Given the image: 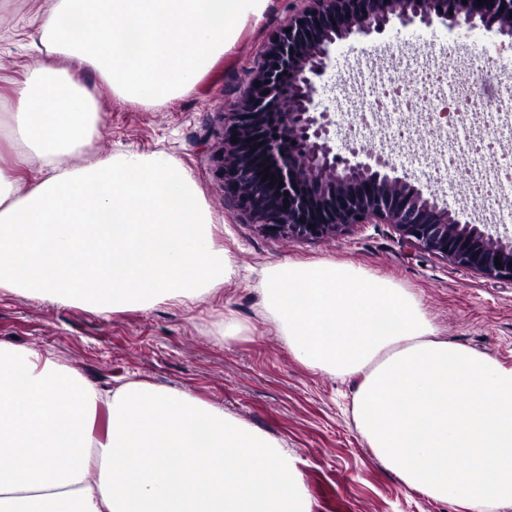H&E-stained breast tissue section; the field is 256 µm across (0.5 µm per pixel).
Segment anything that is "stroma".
Listing matches in <instances>:
<instances>
[{"mask_svg":"<svg viewBox=\"0 0 512 512\" xmlns=\"http://www.w3.org/2000/svg\"><path fill=\"white\" fill-rule=\"evenodd\" d=\"M55 0H9L0 8V101L11 98L24 76L40 69L39 24ZM310 0H269L261 18L240 27L235 43L185 96L145 108L113 96L99 76L82 79L99 101L102 126L90 153L105 158L128 149L161 150L188 170L220 220L217 244L235 274L203 299L183 304L98 313L79 305L13 294L0 288V342L50 354L88 382L113 387L134 377L167 389H187L204 402L278 438L298 460L312 512H461L410 490L395 470L369 448L351 418L356 383L342 381L296 361L274 319L259 305L261 275L286 261L350 264L411 293L440 339L489 354L512 367V283L456 267L399 241L391 226L365 224L338 237L290 241L264 233L241 211L215 176L221 140L211 134L219 113L231 111L262 62L269 37L285 27ZM451 31L443 25H391L368 38L337 42L329 68L317 83L316 99L336 125L331 145L347 152L349 141L366 150L387 149L399 171L416 187L431 189L442 202L464 210L472 223L492 211L470 203L455 174L431 184L432 162L447 159L478 132L452 131L450 139L405 155L395 133L401 112H383L378 125L388 137L380 145L366 132H349V112L360 105L372 71L386 68L390 54L415 58L433 54L448 66L440 90L452 93L468 80L475 64L496 68L497 57L476 58L480 42L495 41ZM242 331L225 337L224 321Z\"/></svg>","mask_w":512,"mask_h":512,"instance_id":"stroma-1","label":"stroma"}]
</instances>
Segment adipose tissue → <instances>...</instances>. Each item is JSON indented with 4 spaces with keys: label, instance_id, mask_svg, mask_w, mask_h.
I'll use <instances>...</instances> for the list:
<instances>
[{
    "label": "adipose tissue",
    "instance_id": "obj_1",
    "mask_svg": "<svg viewBox=\"0 0 512 512\" xmlns=\"http://www.w3.org/2000/svg\"><path fill=\"white\" fill-rule=\"evenodd\" d=\"M267 2L57 0L40 26L49 61L6 104L18 165H0V288L113 313L231 280L218 220L172 158L72 166L100 123L80 73L143 107L181 97ZM259 292L298 361L359 377L355 427L407 488L463 512L512 505V368L438 339L411 294L352 266L284 262ZM0 458V512H311L287 448L222 408L134 378L101 388L2 343Z\"/></svg>",
    "mask_w": 512,
    "mask_h": 512
}]
</instances>
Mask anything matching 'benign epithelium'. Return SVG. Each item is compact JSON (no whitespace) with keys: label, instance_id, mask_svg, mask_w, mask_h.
<instances>
[{"label":"benign epithelium","instance_id":"obj_1","mask_svg":"<svg viewBox=\"0 0 512 512\" xmlns=\"http://www.w3.org/2000/svg\"><path fill=\"white\" fill-rule=\"evenodd\" d=\"M312 2L268 41L244 96L218 117L213 135L223 150L215 174L222 187L267 234L313 240L338 237L359 224H389L420 251L512 281V238L499 235L494 224L462 220L461 212L397 175L381 153H367L354 142L349 156L334 153L329 112L316 102V81L325 75L337 39L380 34L395 22L490 31L493 26L484 22L494 19L504 23L497 34L511 42L512 0ZM362 154L367 160L359 159ZM266 168L271 177L265 180Z\"/></svg>","mask_w":512,"mask_h":512}]
</instances>
